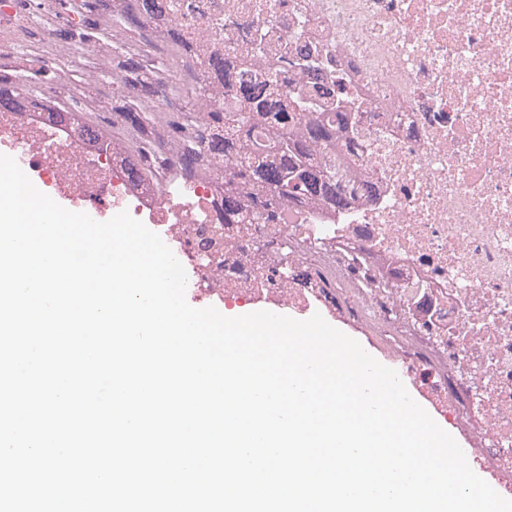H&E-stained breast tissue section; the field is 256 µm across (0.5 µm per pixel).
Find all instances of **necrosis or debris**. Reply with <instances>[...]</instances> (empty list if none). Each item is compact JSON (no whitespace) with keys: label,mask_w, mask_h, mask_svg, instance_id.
<instances>
[{"label":"necrosis or debris","mask_w":512,"mask_h":512,"mask_svg":"<svg viewBox=\"0 0 512 512\" xmlns=\"http://www.w3.org/2000/svg\"><path fill=\"white\" fill-rule=\"evenodd\" d=\"M83 0H0V72L28 99L70 87L90 99L123 43L117 13L87 41L61 43ZM177 38L183 58L159 100L188 93L236 111L224 73L243 84L276 72L305 99L290 131L334 118L332 155L349 206H280L247 236L224 221V163L185 171L179 149L153 190L47 110L0 112V146L74 211L134 210L160 235L199 296L322 304L363 324L403 373L461 428H477L480 463L512 491V0H162L141 47ZM93 59L46 79L39 54Z\"/></svg>","instance_id":"obj_1"}]
</instances>
